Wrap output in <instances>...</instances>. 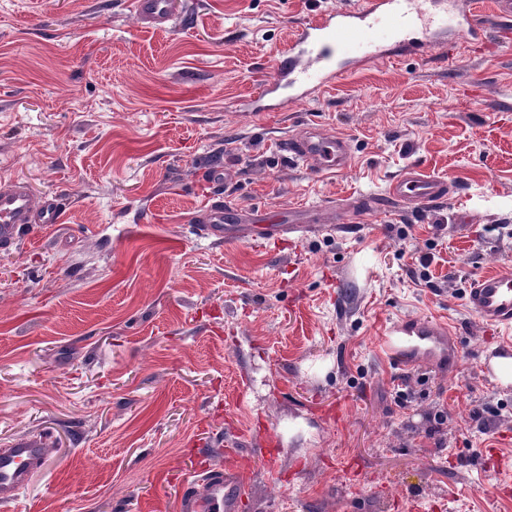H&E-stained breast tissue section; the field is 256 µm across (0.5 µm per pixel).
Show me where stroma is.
Listing matches in <instances>:
<instances>
[{
    "instance_id": "stroma-1",
    "label": "stroma",
    "mask_w": 512,
    "mask_h": 512,
    "mask_svg": "<svg viewBox=\"0 0 512 512\" xmlns=\"http://www.w3.org/2000/svg\"><path fill=\"white\" fill-rule=\"evenodd\" d=\"M347 3L174 0L160 30L126 0H0V181L64 204L0 251V448L49 457L0 512H179L193 463L235 451L241 512H512V391L481 368L512 329L465 304L512 265L490 230L512 229V24L251 111L297 23ZM313 127L349 139V169L283 151ZM216 165L249 217L378 198L414 165L450 194L213 245L189 218ZM404 318L456 332L451 372L401 374L380 334Z\"/></svg>"
}]
</instances>
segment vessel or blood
Returning <instances> with one entry per match:
<instances>
[{
    "label": "vessel or blood",
    "mask_w": 512,
    "mask_h": 512,
    "mask_svg": "<svg viewBox=\"0 0 512 512\" xmlns=\"http://www.w3.org/2000/svg\"><path fill=\"white\" fill-rule=\"evenodd\" d=\"M132 12L144 22L163 28L171 20L170 0H128ZM512 21V0H494L492 11L449 9L447 0H351L349 6L315 14L296 31L294 39L276 61L259 90L260 98H272L276 110L313 99L337 76L367 63L412 53L425 54L459 37L471 41L486 38ZM286 152L296 161L313 164L317 171L349 166L351 147L341 136L310 132L289 138ZM447 183L412 167L392 181L385 200L359 199L322 212L311 209L300 219L268 217L249 224L235 207L210 197L192 220L198 237L214 244L255 237L277 243L305 237L315 224L328 221L345 225L378 208H410L443 202ZM62 204L57 197L35 202L27 183L11 181L0 187V250L15 248L25 233L40 224L58 223ZM465 303L484 323L512 328V266L477 279L468 288ZM387 354L400 366L412 360L431 367L455 365L458 340L445 326L419 318H406L386 326L380 339ZM48 448L45 439L22 440L0 448V502L19 498L36 470L44 468ZM249 486L241 476L239 457L226 459L222 469L211 470L189 482L179 498V512H239Z\"/></svg>",
    "instance_id": "vessel-or-blood-1"
}]
</instances>
